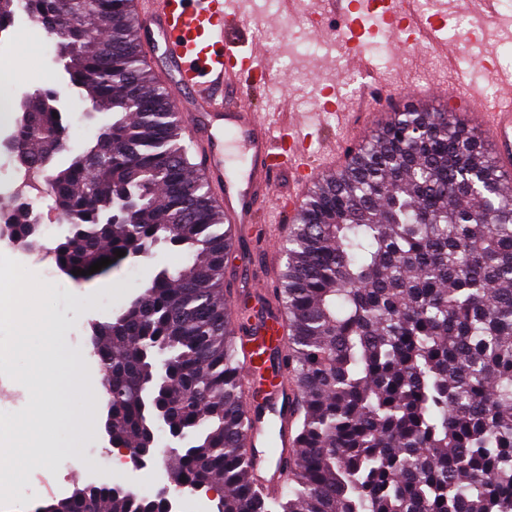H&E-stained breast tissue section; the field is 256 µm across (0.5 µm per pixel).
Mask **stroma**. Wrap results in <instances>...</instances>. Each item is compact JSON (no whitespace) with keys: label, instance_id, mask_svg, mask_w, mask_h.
Masks as SVG:
<instances>
[{"label":"stroma","instance_id":"stroma-1","mask_svg":"<svg viewBox=\"0 0 512 512\" xmlns=\"http://www.w3.org/2000/svg\"><path fill=\"white\" fill-rule=\"evenodd\" d=\"M259 3L260 0H240L241 9L251 20L242 40L247 45L260 46L272 71L285 78L288 111L302 115L324 113L322 135L331 138L338 135L337 121L329 114V99L323 96V89L333 90L340 111L350 113L353 120L359 122V135L364 138L376 128L379 118L418 108V101L405 95L406 87L424 89L448 80V62L435 47L410 49L398 55L388 49L385 39L376 37L368 54L376 64L381 80L377 90L365 91V76L331 46L335 20L324 19L319 28L305 20L289 30L285 27L286 11L264 12ZM465 11L462 31L455 40L462 55L477 56L480 63L465 70L464 79L476 84L484 98L490 101L506 92L499 74L512 72V39L507 38L498 26L485 22L478 0H473ZM14 28L16 36L7 53L11 64L22 68L23 73L8 81L13 95L22 97L38 86L58 89L70 117L69 145L72 151H81L109 122V115H87V104L82 96L66 84L57 62L55 43L44 41L25 14L17 15ZM282 29L287 30V38L280 44H273L268 38L269 33ZM298 39L318 45V52L312 56L297 54L294 42ZM185 261L184 254L161 245L154 249L151 257L125 259L118 267L90 281H75L64 275L56 278L51 320L65 336L67 349L82 352L84 375L98 373L96 362L85 356L91 348L90 321L111 319L160 269L174 270ZM284 263L282 252L259 256L251 243L242 242L237 256L225 265L224 279L231 296L237 297L246 291V268L272 278ZM55 399L59 404L60 419L50 432L40 435L33 449L34 454L49 456L51 466L47 469L30 467L28 480L21 482V497L27 503L24 512H35L37 506L51 498L66 496L74 484L92 481L119 480L128 483L142 496L154 497L162 485L161 480L148 471H132L112 457L109 445L101 439L98 416L88 417L82 448L71 450L66 420L71 414L82 413L83 407L61 390L57 391Z\"/></svg>","mask_w":512,"mask_h":512}]
</instances>
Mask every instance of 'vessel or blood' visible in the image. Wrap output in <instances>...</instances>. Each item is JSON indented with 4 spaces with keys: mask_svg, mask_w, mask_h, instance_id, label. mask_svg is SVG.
I'll return each instance as SVG.
<instances>
[{
    "mask_svg": "<svg viewBox=\"0 0 512 512\" xmlns=\"http://www.w3.org/2000/svg\"><path fill=\"white\" fill-rule=\"evenodd\" d=\"M323 4L326 15L342 21L339 48L367 74L372 67L361 38V14L373 17L395 47L441 43L438 26L420 14L415 0H323ZM133 5L138 21L151 33V53L164 60L173 102L191 117L189 137L204 146L198 174L217 184L224 219L232 226V242L246 238L269 249L283 213L272 202L278 178L289 176L288 197L292 205H300L309 181L334 169L341 152L311 151V140L303 132L309 116L272 112L262 117L238 99L243 78L260 83L267 70L258 48L240 49L238 38L248 21L233 0H133ZM458 100L471 123L492 136L500 167L511 171L512 95L489 102L472 92ZM246 297L254 302L257 316L250 335L240 339L241 384L254 392L243 445L253 453L258 483L272 491L284 480L277 460L297 450L288 418L295 395L285 370L275 371L272 381L262 386L256 383V370L268 360L265 340H281L286 323L265 282H257Z\"/></svg>",
    "mask_w": 512,
    "mask_h": 512,
    "instance_id": "vessel-or-blood-1",
    "label": "vessel or blood"
}]
</instances>
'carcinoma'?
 <instances>
[{
	"instance_id": "carcinoma-1",
	"label": "carcinoma",
	"mask_w": 512,
	"mask_h": 512,
	"mask_svg": "<svg viewBox=\"0 0 512 512\" xmlns=\"http://www.w3.org/2000/svg\"><path fill=\"white\" fill-rule=\"evenodd\" d=\"M49 30L68 83L109 112L70 151L54 91L24 97L10 148L54 194L67 226L53 248L67 275L116 250L163 244L187 263L160 270L112 320L93 325L112 435L156 434L153 389L184 437L173 474L223 490L217 512H512V178L453 114L393 112L294 215L276 300L301 397L300 453L277 494L254 482L234 333L224 299V212L192 170L181 122L147 68L131 0H0ZM128 194L134 208L117 207ZM27 250L41 225H6ZM161 349L167 376L140 347ZM36 512H163L159 498L75 486Z\"/></svg>"
}]
</instances>
